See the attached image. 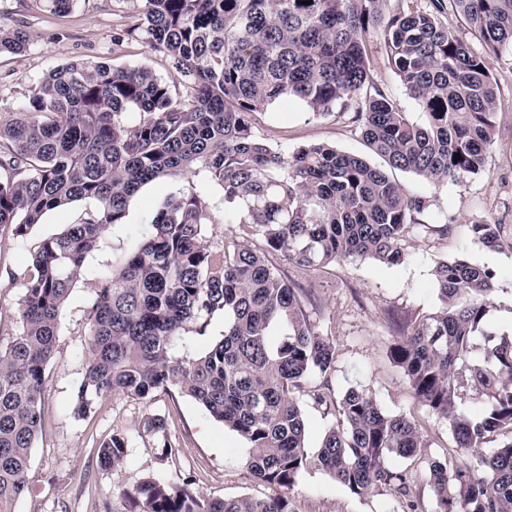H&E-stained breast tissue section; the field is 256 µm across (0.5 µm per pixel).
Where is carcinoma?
<instances>
[{
    "label": "carcinoma",
    "instance_id": "obj_1",
    "mask_svg": "<svg viewBox=\"0 0 512 512\" xmlns=\"http://www.w3.org/2000/svg\"><path fill=\"white\" fill-rule=\"evenodd\" d=\"M385 2L145 0L143 17L115 42L145 32L151 49L191 78L185 95L147 69L77 61L49 72L24 111L0 121V238H22L74 201L100 204L35 247L18 332L0 345V512H15L27 491L57 316L87 254L108 226L124 223L143 185L188 173L203 175L199 187L170 197L98 291L73 412L85 417L105 396L147 399L176 386L249 443L251 474L280 493L213 499L189 480L147 479L125 493L128 512H295L290 492L308 468L356 495H407L408 471L389 459L419 460L424 434L364 390L336 399L319 387L315 401L332 405L339 421L308 450L295 393L333 368L335 347L309 319L305 289L270 257L309 272L348 258L406 260L410 228L430 200L406 195L387 168L433 183L485 170L497 106L490 60L512 48V0H405L388 17ZM450 12L482 50L448 29ZM378 30L385 64L423 108V125L373 82L366 42ZM29 41L21 28L0 27V54ZM281 100L317 115L358 103L362 137L387 168L322 144L273 149L253 116ZM211 183L222 190L216 202L205 192ZM219 206L240 231L213 249L205 239ZM500 230L471 225L491 249L502 246ZM434 279L439 309L405 321L388 353L416 399L448 421L455 447L475 451L512 436V336L486 328L490 270L461 257L438 263ZM219 314L220 339L179 352L184 336L205 335ZM469 392L489 405L483 415L459 408ZM126 452L114 434L100 463L118 467ZM427 480L439 512H512V439L473 465L434 460Z\"/></svg>",
    "mask_w": 512,
    "mask_h": 512
}]
</instances>
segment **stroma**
Masks as SVG:
<instances>
[{
	"mask_svg": "<svg viewBox=\"0 0 512 512\" xmlns=\"http://www.w3.org/2000/svg\"><path fill=\"white\" fill-rule=\"evenodd\" d=\"M144 0H73L56 13L40 0H0V26L22 27L31 41L19 55H0V118L22 111L44 77L57 66L94 60L113 67H142L184 91L187 80L162 54L151 50L146 37L114 45L116 34L141 17ZM376 86L399 104L417 124L424 113L383 63L378 37L368 43ZM497 82L498 108L492 147L484 172L460 183L433 184L415 174L395 170L391 178L411 195L427 197V221L414 225L408 237L409 256L395 266L372 260H347L304 274L291 265L282 273L300 283L311 301V321L333 343L336 362L329 376L335 396L352 388L368 392L388 414L404 415L421 426L427 443L419 472L408 496L385 492L356 495L323 470L303 471L292 492L297 512H404L414 501L418 512H437L436 498L422 471L428 461L447 457L474 462L472 453L452 446L445 421L436 418L414 397L402 370L388 356L402 319L426 316L439 307L433 276L436 265L463 256L495 274L488 302L487 325L512 335V248L491 250L474 239L470 226L478 220L501 225L512 238V51L491 59ZM255 130L272 148L294 151L328 144L381 164L364 142L353 112L319 116L295 104L278 102L269 113L254 117ZM192 176L178 175L144 186L128 206L124 223L108 227L63 304L56 328V349L46 367L42 406L43 432L32 450L28 489L15 512H125L124 493L154 478L165 482L193 479L207 497L228 499L267 494L247 468L249 445L215 421L178 387L157 391L141 400L122 395L100 399L94 411L80 419L73 414V397L88 359V322L103 276L111 272L147 234L146 217L159 210L170 194L188 190ZM93 200H78L46 213L27 236L0 240V345L17 331L16 309L25 293L31 254L45 238L62 233L96 210ZM447 234H439V225ZM165 420V432L177 452L162 455L156 437L147 433L148 417ZM128 441L123 464L101 465L98 450L112 434Z\"/></svg>",
	"mask_w": 512,
	"mask_h": 512,
	"instance_id": "35a3bbf8",
	"label": "stroma"
}]
</instances>
